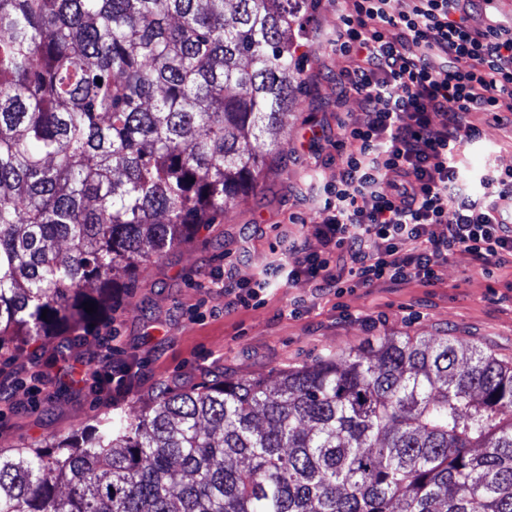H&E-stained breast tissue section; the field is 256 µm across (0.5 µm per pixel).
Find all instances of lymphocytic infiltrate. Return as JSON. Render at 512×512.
Returning <instances> with one entry per match:
<instances>
[{
    "label": "lymphocytic infiltrate",
    "instance_id": "f902f5d3",
    "mask_svg": "<svg viewBox=\"0 0 512 512\" xmlns=\"http://www.w3.org/2000/svg\"><path fill=\"white\" fill-rule=\"evenodd\" d=\"M475 0H353L337 50L350 60L340 95L357 94L366 119H340L336 182L321 191L320 250L282 240L288 279L343 295L376 282L430 284L455 252L483 267L512 260V171L479 178L457 166L459 131L478 140L475 112H512V26L476 24ZM441 235H434L435 226Z\"/></svg>",
    "mask_w": 512,
    "mask_h": 512
}]
</instances>
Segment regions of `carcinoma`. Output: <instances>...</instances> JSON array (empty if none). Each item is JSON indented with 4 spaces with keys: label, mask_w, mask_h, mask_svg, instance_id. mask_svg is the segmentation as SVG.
<instances>
[{
    "label": "carcinoma",
    "mask_w": 512,
    "mask_h": 512,
    "mask_svg": "<svg viewBox=\"0 0 512 512\" xmlns=\"http://www.w3.org/2000/svg\"><path fill=\"white\" fill-rule=\"evenodd\" d=\"M315 2L0 0L1 355L101 320L117 272L258 187ZM0 512H512V363L380 336L163 391L0 448Z\"/></svg>",
    "instance_id": "1"
}]
</instances>
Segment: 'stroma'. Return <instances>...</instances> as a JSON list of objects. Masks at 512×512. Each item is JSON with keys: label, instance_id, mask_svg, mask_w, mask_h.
Instances as JSON below:
<instances>
[{"label": "stroma", "instance_id": "stroma-1", "mask_svg": "<svg viewBox=\"0 0 512 512\" xmlns=\"http://www.w3.org/2000/svg\"><path fill=\"white\" fill-rule=\"evenodd\" d=\"M347 5L318 0L306 18L300 109L278 135L257 189L203 225L189 243L141 267L107 323L71 336L66 359L78 368L101 358L104 339L115 337L114 357L136 372L135 389L116 402L115 380L78 386L62 378L30 392L33 367L56 349L53 340L16 357L0 356V388L11 393L9 402H0V448L66 436L113 408L138 407L160 384L185 389L221 372L271 379L326 355L346 354L375 336L448 337L512 362V269L485 272L465 252L449 258L433 285L378 282L337 297L299 278L238 309L205 287L211 274L229 265L236 279H255L278 262L272 247L279 239L303 236L309 249H319L308 235L320 220V203L306 191L308 157L319 151L320 180L335 181L337 116L364 118L355 94L336 99V78L348 62L332 38ZM473 121L481 139L462 142L458 160L464 170L478 176L512 169V112L477 114Z\"/></svg>", "mask_w": 512, "mask_h": 512}]
</instances>
